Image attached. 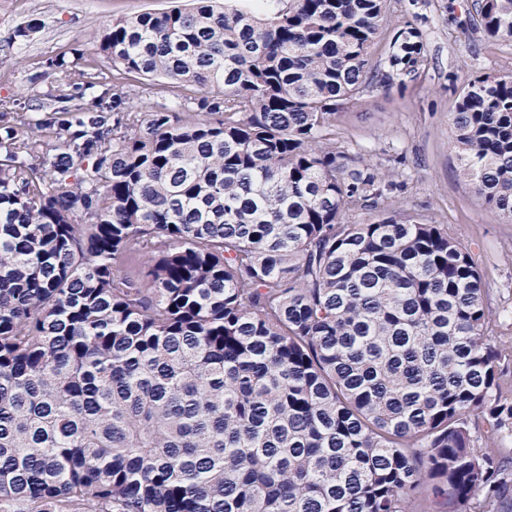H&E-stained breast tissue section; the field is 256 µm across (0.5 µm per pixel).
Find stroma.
<instances>
[{
	"label": "stroma",
	"instance_id": "stroma-1",
	"mask_svg": "<svg viewBox=\"0 0 512 512\" xmlns=\"http://www.w3.org/2000/svg\"><path fill=\"white\" fill-rule=\"evenodd\" d=\"M179 0H0V97L23 95L35 103L47 89L51 59L81 50L95 56L91 33L113 18L162 12ZM466 0H395L393 19L410 22L423 35L428 64L406 85H385L384 48L370 60L363 93L339 109L338 145L397 174L402 187L389 202L400 214L444 225L467 247L483 276L496 320L490 333L512 347V223L479 201L458 173L448 150L456 99L448 75L512 71V41L487 38L470 28ZM41 29L25 43L13 31L30 18ZM100 68L105 59L96 58Z\"/></svg>",
	"mask_w": 512,
	"mask_h": 512
}]
</instances>
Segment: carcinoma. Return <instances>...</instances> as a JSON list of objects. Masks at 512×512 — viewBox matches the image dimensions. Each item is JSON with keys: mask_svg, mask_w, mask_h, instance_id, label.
Wrapping results in <instances>:
<instances>
[{"mask_svg": "<svg viewBox=\"0 0 512 512\" xmlns=\"http://www.w3.org/2000/svg\"><path fill=\"white\" fill-rule=\"evenodd\" d=\"M244 2L115 18L112 88L75 52L37 107L0 99V512H512L482 276L332 129L379 40L413 80L421 32ZM468 24L511 41L512 0ZM448 88L459 174L512 222V73Z\"/></svg>", "mask_w": 512, "mask_h": 512, "instance_id": "carcinoma-1", "label": "carcinoma"}]
</instances>
